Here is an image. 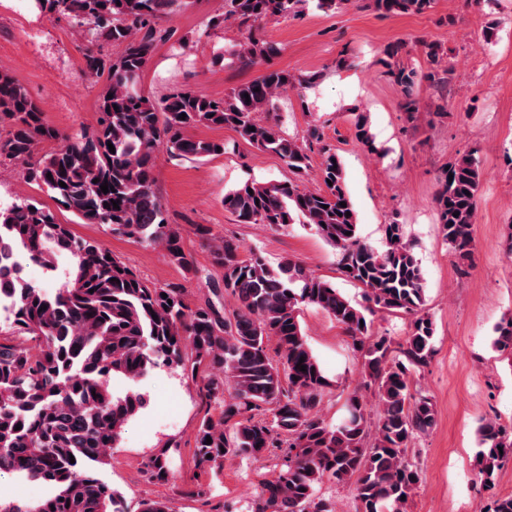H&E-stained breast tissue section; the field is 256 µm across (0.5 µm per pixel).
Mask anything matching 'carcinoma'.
<instances>
[{
  "label": "carcinoma",
  "mask_w": 512,
  "mask_h": 512,
  "mask_svg": "<svg viewBox=\"0 0 512 512\" xmlns=\"http://www.w3.org/2000/svg\"><path fill=\"white\" fill-rule=\"evenodd\" d=\"M31 2L96 41L123 46V52L113 60L86 53V70L106 76V87L96 126L76 136L61 134L26 89L1 73L0 124L8 131L0 136V161L19 166L80 223L100 224L115 235L160 248L172 264L191 271L179 227L168 222L156 190L155 163L162 152L197 161L220 156L227 151L224 142L196 138L190 131L200 125L230 127L257 150L278 155L294 179L247 182L224 193V208L241 224L313 228L338 251L340 273L362 288L366 305L352 303L290 259L273 267L245 254L237 240L211 238L202 227L232 309L210 300L192 308L182 285H147L107 248L76 237L39 201L21 199L0 207V291L12 301L13 330L39 347L32 353L0 342V472L23 474L49 488L35 504L0 503V512H121L117 492L83 464L105 462L126 422L143 408V396L134 389L141 378L155 368L194 371L200 365L212 370L204 388L219 417L203 419L197 429L198 463L218 474L230 456L278 459L276 476L263 482L248 512H337L318 494L326 481L352 483L355 512H407L408 498L420 482L409 451L416 437L435 424L432 403L413 394L408 380L434 352L433 321L424 311L425 282L404 241L403 225H385L382 250L361 241L341 158L318 129L311 138L320 144L323 188L311 190L303 186L310 168L308 146L278 124L257 118L260 112H276L280 98L302 91L312 79L268 69L220 99L194 90L155 99L144 93L140 78L155 43L166 35L157 22L187 7L189 0ZM306 2L224 0L223 21L237 23L243 35L233 54L253 64L267 60L274 49L260 36L261 24L295 16ZM435 3L365 0L366 7L385 15L421 14ZM401 50L399 44L389 46L382 63L413 121L420 112L415 89L424 81L443 84L450 69L437 45H425L426 72L405 64ZM354 137L368 153L384 154L362 113L354 118ZM60 140L65 145L36 156L38 145ZM482 177L479 159L469 152L448 163L435 192L438 224L462 275L472 266L471 226ZM104 183L110 187L106 193ZM19 249L49 270L56 269L57 258L70 259L71 268L55 292L27 280L22 267L12 264ZM303 305L330 315L362 353L360 388L349 393L334 424L320 415L331 381L305 340L299 320ZM376 308L414 317L396 356L390 337L371 333L368 315ZM273 340L278 345L274 358L268 352ZM492 345L512 355V314L494 326ZM116 377L129 388L114 392ZM363 389L378 395L375 421ZM477 435L478 478L487 488L512 458V425L486 420ZM146 471L151 479H167L165 454L151 459Z\"/></svg>",
  "instance_id": "1"
}]
</instances>
